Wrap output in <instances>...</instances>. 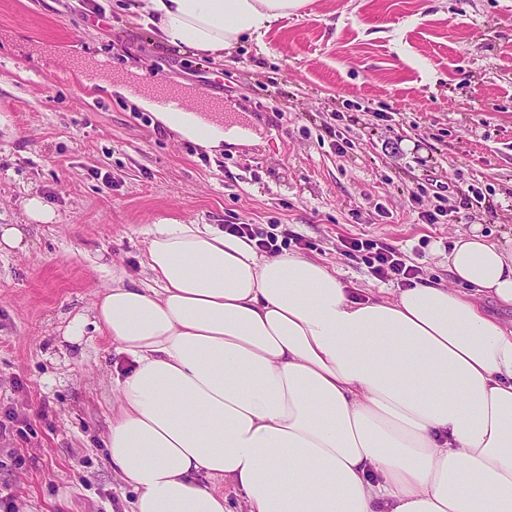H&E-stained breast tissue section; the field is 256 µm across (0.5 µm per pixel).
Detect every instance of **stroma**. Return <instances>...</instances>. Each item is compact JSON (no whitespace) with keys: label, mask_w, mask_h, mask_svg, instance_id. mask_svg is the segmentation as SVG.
Returning <instances> with one entry per match:
<instances>
[{"label":"stroma","mask_w":512,"mask_h":512,"mask_svg":"<svg viewBox=\"0 0 512 512\" xmlns=\"http://www.w3.org/2000/svg\"><path fill=\"white\" fill-rule=\"evenodd\" d=\"M130 4L0 0V225L25 233L0 252V512H129L106 448L125 358L65 332L113 275L149 282L148 226L271 227L365 297L392 284L349 238L443 283L457 232L512 245V0H312L220 60L159 41ZM128 83L246 133L207 152ZM32 196L53 222L28 220ZM439 206L448 223H426Z\"/></svg>","instance_id":"stroma-1"}]
</instances>
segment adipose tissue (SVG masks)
Returning a JSON list of instances; mask_svg holds the SVG:
<instances>
[{
	"label": "adipose tissue",
	"instance_id": "ef3b65f1",
	"mask_svg": "<svg viewBox=\"0 0 512 512\" xmlns=\"http://www.w3.org/2000/svg\"><path fill=\"white\" fill-rule=\"evenodd\" d=\"M311 0H136L166 44L223 58ZM220 148L221 124L159 112ZM145 234L150 283L113 279L86 325L131 368L107 447L132 512H512V248L459 233L449 284L360 298L326 265L210 224Z\"/></svg>",
	"mask_w": 512,
	"mask_h": 512
}]
</instances>
